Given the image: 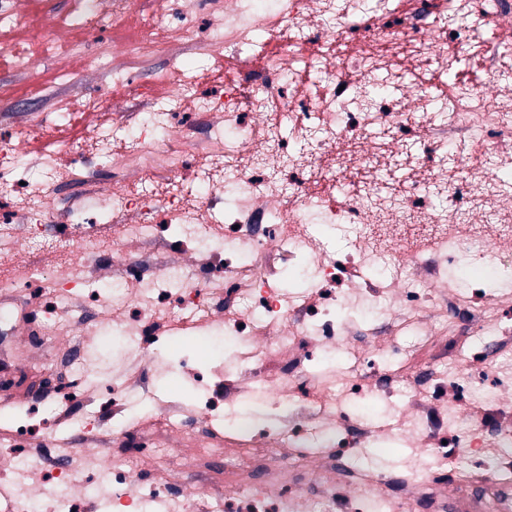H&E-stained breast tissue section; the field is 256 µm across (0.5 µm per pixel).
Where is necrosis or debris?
Segmentation results:
<instances>
[{
    "instance_id": "necrosis-or-debris-1",
    "label": "necrosis or debris",
    "mask_w": 512,
    "mask_h": 512,
    "mask_svg": "<svg viewBox=\"0 0 512 512\" xmlns=\"http://www.w3.org/2000/svg\"><path fill=\"white\" fill-rule=\"evenodd\" d=\"M139 7L72 0L65 21L91 33ZM202 21L206 45L228 49L223 92H200L203 53L163 101L102 55L140 107L110 111L67 178L25 145L44 114L8 100L20 121L0 138V192L17 205L0 213V250L22 274L0 297L48 288L28 352L70 389L33 397L81 441L0 448L6 505L445 512L450 449L491 445L512 469V400L485 380L512 359V316L474 294L477 277L512 279V0H158L126 51L172 56ZM184 165L200 195L179 188ZM114 224L122 236L102 250ZM180 325L229 347L224 363L171 366ZM105 335L120 342L106 359L88 345ZM452 336L476 339L481 374L463 391ZM425 350L431 363L413 367ZM177 372L193 399L159 391ZM383 438L413 457L363 462Z\"/></svg>"
}]
</instances>
